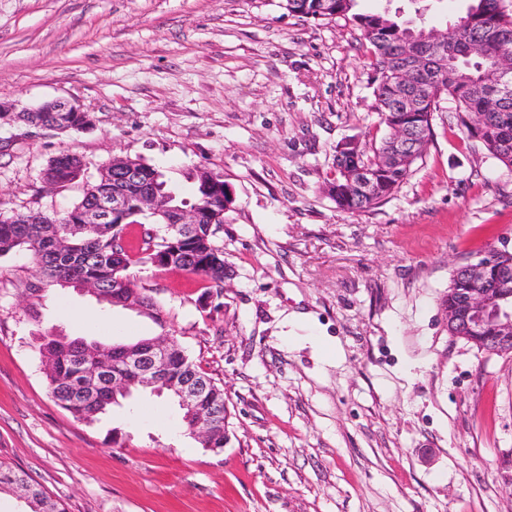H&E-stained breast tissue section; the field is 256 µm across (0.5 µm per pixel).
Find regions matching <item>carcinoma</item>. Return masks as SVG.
I'll return each mask as SVG.
<instances>
[{
	"label": "carcinoma",
	"mask_w": 512,
	"mask_h": 512,
	"mask_svg": "<svg viewBox=\"0 0 512 512\" xmlns=\"http://www.w3.org/2000/svg\"><path fill=\"white\" fill-rule=\"evenodd\" d=\"M359 0H284L288 13L313 20L342 19L360 31L369 45V85L372 89L373 109L379 125L385 129L381 140L371 146L362 147L363 163L373 169L377 181L376 193L371 198L360 195L356 181L342 170L341 159H336V176L328 184L336 186V194L329 195L340 212L354 214L370 210L393 196L412 172V168H396L386 160V153L394 139L393 113L400 111L406 89L399 83V73L408 56L419 51L422 44L411 41L406 31L419 35L424 28L406 21H399L388 11L362 12ZM503 0H467L462 14L446 24L443 32L445 44L431 47L434 56V71L426 75L411 76L409 81L418 83L423 79L435 80L436 71L447 68L452 81L443 83L442 96L454 104V119L458 129L466 138H474L470 121L479 119L477 131L479 142L488 154L507 168H512V100L496 107L488 105L483 81L486 74L499 62V54L512 51V11H502ZM483 42L479 55H469L466 45L470 41ZM36 124L41 130L65 131L63 123L78 121L72 112H1L0 125ZM47 172L54 174L68 185H82L78 201L63 211L52 213H24L0 220V256L16 255L42 270L39 278H28L22 282L24 291L33 299L41 298L55 288H67L72 281H93L98 287L107 289L103 301L112 304V277H121L132 284L125 292L130 305L141 307L144 314L155 322L163 323V311L147 288H135L137 275L134 269L179 270L199 277L206 285L205 294L212 298L224 294V277L209 273L215 263H224V249L216 240V233L223 222L210 224L206 219L200 224V235L183 238L172 224H161L159 220L145 215H131L123 224H138L141 227L137 239L123 246L122 228L98 232L96 225L86 224L83 230L73 233L74 221L92 206L96 195L121 188L134 197L140 185L129 184L119 179V173L106 164L98 177L84 179L82 159L76 154H62L51 160ZM155 186L158 190L174 195L172 205L196 208L202 215L211 209L225 207L218 197L219 188L208 176V172L196 174L197 188L193 199H187L171 188L159 171ZM39 354L47 358L45 375L51 396L75 418L94 423L113 407L112 391L104 382L94 385L95 399L88 402L80 397V384L88 383L87 373L97 364V354L83 348V339L69 340L66 347L58 348L55 340L46 334L33 337ZM172 377L191 370L199 373L183 347L173 351ZM202 408L224 415V388L215 381L209 382V390L201 401ZM184 426V435L201 447L223 448L224 432L203 441L195 429L196 414L191 409L179 406ZM26 488L31 492L26 505L28 512H64L62 504L44 489L0 463V492Z\"/></svg>",
	"instance_id": "obj_1"
}]
</instances>
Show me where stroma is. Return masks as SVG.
<instances>
[{
	"label": "stroma",
	"mask_w": 512,
	"mask_h": 512,
	"mask_svg": "<svg viewBox=\"0 0 512 512\" xmlns=\"http://www.w3.org/2000/svg\"><path fill=\"white\" fill-rule=\"evenodd\" d=\"M444 27L465 0H360ZM365 44L352 26L282 0H0V101L73 99L92 125L0 153V203L69 206L45 187L63 153L89 177L140 158L190 196L197 171L233 203L217 238L222 299L181 271L148 269L166 327L74 289L31 303L0 257V462L66 512H512V354L453 337V270L512 251V170L433 119L422 162L376 208L339 212L323 188L336 145L380 140ZM36 306L38 321L27 315ZM168 331L224 388V450L183 434L143 395L103 420L51 397L34 334L106 345ZM126 436L113 444V433Z\"/></svg>",
	"instance_id": "stroma-1"
}]
</instances>
